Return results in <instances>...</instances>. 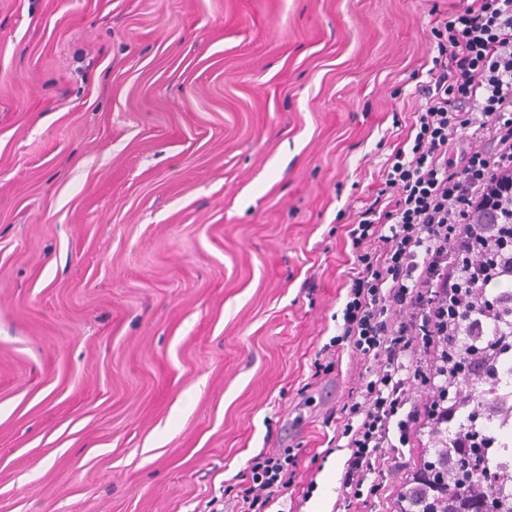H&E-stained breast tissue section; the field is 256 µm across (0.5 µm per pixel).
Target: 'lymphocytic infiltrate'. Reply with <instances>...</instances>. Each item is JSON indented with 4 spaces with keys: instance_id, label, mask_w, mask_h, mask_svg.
<instances>
[{
    "instance_id": "obj_1",
    "label": "lymphocytic infiltrate",
    "mask_w": 512,
    "mask_h": 512,
    "mask_svg": "<svg viewBox=\"0 0 512 512\" xmlns=\"http://www.w3.org/2000/svg\"><path fill=\"white\" fill-rule=\"evenodd\" d=\"M445 38L419 83L422 100L403 139L383 164L386 205L358 211L346 235L354 256L342 331L329 345L348 346L378 371L344 403L348 457L338 489V512L362 502L379 452L389 449L402 466L401 446L422 416L455 420L469 390L443 391L428 361L449 324L473 339L472 352L495 336L498 325L486 275L506 251L503 225L476 224L475 212L491 204L500 184L512 181V0H459L435 26ZM481 145L460 165L448 145L468 129ZM432 389L425 409L409 396L410 383ZM290 453L259 452L248 463L238 512H271L295 479ZM494 487L482 475L448 481L446 512L475 498L490 506Z\"/></svg>"
}]
</instances>
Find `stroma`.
<instances>
[{
	"label": "stroma",
	"instance_id": "stroma-1",
	"mask_svg": "<svg viewBox=\"0 0 512 512\" xmlns=\"http://www.w3.org/2000/svg\"><path fill=\"white\" fill-rule=\"evenodd\" d=\"M449 4L0 0V512H235L287 449L332 512L345 226Z\"/></svg>",
	"mask_w": 512,
	"mask_h": 512
}]
</instances>
